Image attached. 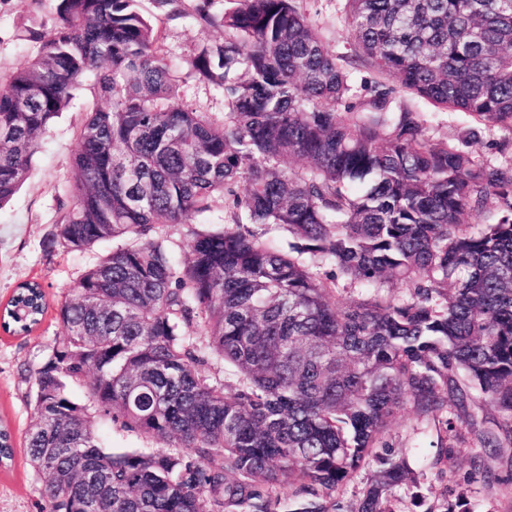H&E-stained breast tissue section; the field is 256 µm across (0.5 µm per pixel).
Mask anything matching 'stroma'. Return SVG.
<instances>
[{"label":"stroma","instance_id":"1","mask_svg":"<svg viewBox=\"0 0 512 512\" xmlns=\"http://www.w3.org/2000/svg\"><path fill=\"white\" fill-rule=\"evenodd\" d=\"M56 6L57 0H0V77L34 55L36 44L29 40L28 30L51 23ZM301 7L336 55L352 54L345 0H302ZM223 39V30L202 28L190 17L164 24V44L176 66L179 100L218 116L224 113L222 91L198 82L186 61L203 44ZM94 81L91 74L82 79L72 107L59 115L42 136L24 185L7 205L0 207V302L26 280L39 282L46 299L43 319L32 332L21 336L0 333V428L11 433L14 448L12 460L0 467V512H39L41 480L27 459L25 438L34 422L31 399L35 373L64 334L57 306L99 256L125 244L124 239L117 238L78 253L51 242L58 222L72 205L64 187L71 178L85 113L104 104L93 92ZM414 106L426 113L434 138L456 144L465 141L471 125L466 113L442 110L423 99L415 100ZM228 219L227 208L219 202L206 217L193 216L183 224H160L156 232L167 237L174 257L181 261L188 254L193 231L207 225L222 226ZM470 412L473 422H457L450 440L460 450L451 469L441 471L432 464L438 422L416 416L411 408L395 415L387 440L396 456L408 458L413 467L423 470L420 492L427 504H440L444 494L467 488L475 512H512V438L504 439L492 455L482 454L478 442L479 432L498 431L503 416L482 393ZM478 463L496 474L494 483L475 481L473 469Z\"/></svg>","mask_w":512,"mask_h":512}]
</instances>
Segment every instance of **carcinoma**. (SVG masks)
I'll return each mask as SVG.
<instances>
[{"mask_svg": "<svg viewBox=\"0 0 512 512\" xmlns=\"http://www.w3.org/2000/svg\"><path fill=\"white\" fill-rule=\"evenodd\" d=\"M136 2L58 0L0 92L1 206L96 72L110 108L81 127L52 244L127 239L57 309L65 332L26 435L42 512H395V491L418 486L385 440L400 408L448 432L475 386L512 434V160L434 139L396 97L467 113L470 139L512 136V0H347L357 60L377 75L360 83L300 0H233L220 16L201 0L194 19L227 36L188 64L223 92L220 120L176 101L159 23L181 0H154L152 20ZM217 198L233 222L195 232L187 260L151 236ZM491 198L492 222L471 230ZM272 228L287 246L264 239ZM340 276L409 296L343 303ZM44 311L42 286L24 282L0 326L29 333ZM213 358L238 387L205 375ZM92 407L164 447L105 448ZM455 454L441 436L433 465ZM424 512L474 510L461 494Z\"/></svg>", "mask_w": 512, "mask_h": 512, "instance_id": "cac0c4a2", "label": "carcinoma"}]
</instances>
